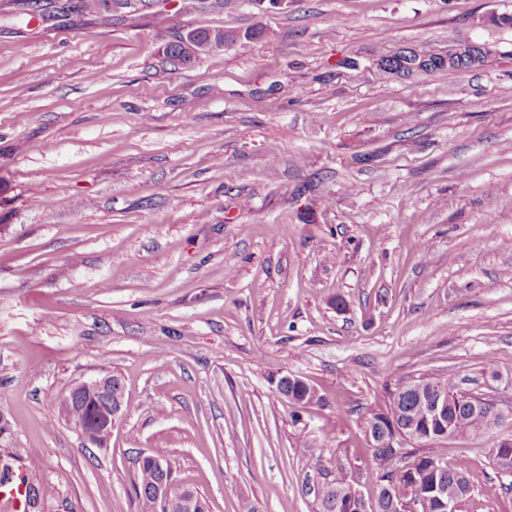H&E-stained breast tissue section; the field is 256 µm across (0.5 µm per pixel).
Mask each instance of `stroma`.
<instances>
[{
  "label": "stroma",
  "mask_w": 512,
  "mask_h": 512,
  "mask_svg": "<svg viewBox=\"0 0 512 512\" xmlns=\"http://www.w3.org/2000/svg\"><path fill=\"white\" fill-rule=\"evenodd\" d=\"M214 2L29 26L0 0V414L42 512H141L153 450L209 512H319L339 475L370 501L389 391L512 408V0ZM194 28L264 34L174 65ZM106 373L131 408L97 448L59 407ZM507 436L425 443L464 512H512ZM466 50L462 52H448V59L442 57L431 56L430 60L433 61V58H437L440 62L439 64L434 63L433 65H429L427 62H419L417 56L406 57L403 55H399L395 53L391 56L385 57L391 60H394L396 66L401 67L402 72L400 74L410 75L415 71H424V72H435L441 70H447L448 68H469L472 66H462L460 60L462 56H464ZM382 58V59H385ZM277 389L289 402L297 405H309L321 400L316 390L300 378L295 381L288 379L286 382L279 379ZM151 457L160 458L163 464L161 470L158 466L152 464ZM178 462L167 453L154 452L144 455L139 460L137 470L135 491L141 503L142 512H157L156 496L154 492L161 483L165 475L170 478L173 475L177 479Z\"/></svg>",
  "instance_id": "35a3bbf8"
}]
</instances>
